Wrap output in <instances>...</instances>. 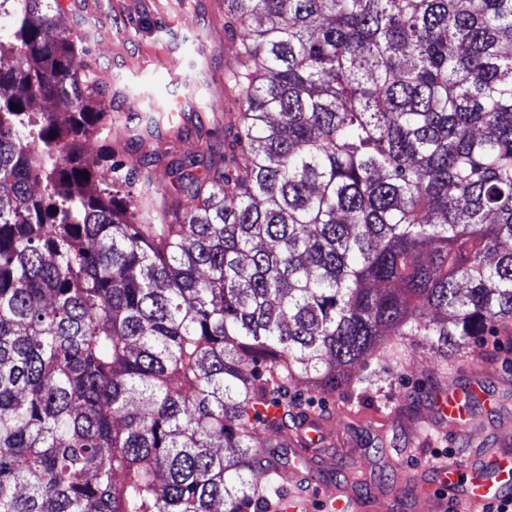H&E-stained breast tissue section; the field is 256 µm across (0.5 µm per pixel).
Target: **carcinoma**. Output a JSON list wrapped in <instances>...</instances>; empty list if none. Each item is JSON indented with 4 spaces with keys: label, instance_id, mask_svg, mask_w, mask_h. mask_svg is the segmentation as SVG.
<instances>
[{
    "label": "carcinoma",
    "instance_id": "obj_1",
    "mask_svg": "<svg viewBox=\"0 0 512 512\" xmlns=\"http://www.w3.org/2000/svg\"><path fill=\"white\" fill-rule=\"evenodd\" d=\"M224 15L227 150L168 187L180 115L112 128L58 0H0V512H269L282 388L512 322V0Z\"/></svg>",
    "mask_w": 512,
    "mask_h": 512
}]
</instances>
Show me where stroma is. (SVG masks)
<instances>
[{
    "label": "stroma",
    "mask_w": 512,
    "mask_h": 512,
    "mask_svg": "<svg viewBox=\"0 0 512 512\" xmlns=\"http://www.w3.org/2000/svg\"><path fill=\"white\" fill-rule=\"evenodd\" d=\"M66 23L90 31L94 71L102 89L100 109L124 113L130 96L151 104L159 95L191 94L211 148L224 150L226 112L238 111L228 99L225 72L231 35L224 25V0H70ZM500 348L484 346V360L443 359L423 342H404L400 361L376 359L356 366L370 380L366 392L335 396L295 385L288 400L295 419L317 415L332 421L341 446L325 449L322 480L332 474L365 470L372 492L406 493L410 469L449 463L475 448H497L512 433V324L499 326ZM477 379L487 385L499 407L474 405L468 438L435 428L432 411L438 395Z\"/></svg>",
    "instance_id": "35a3bbf8"
}]
</instances>
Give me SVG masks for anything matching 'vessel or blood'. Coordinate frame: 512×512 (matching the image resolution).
I'll use <instances>...</instances> for the list:
<instances>
[{
    "mask_svg": "<svg viewBox=\"0 0 512 512\" xmlns=\"http://www.w3.org/2000/svg\"><path fill=\"white\" fill-rule=\"evenodd\" d=\"M474 390L455 391L438 398L437 413L447 420L458 435H466L461 420L466 403L476 400ZM334 442L329 431L306 436L298 434L290 440L293 464L288 465V483L291 490L281 498L277 512H367L369 504L357 495L358 486L367 483L366 473L353 471L343 485H314L312 476L321 465L320 441ZM410 497L396 496L388 503L389 512H407L410 498L426 505L428 512H484L487 505L512 498V452L491 454L489 449L477 448L466 459L454 465L438 464L419 471L410 482Z\"/></svg>",
    "mask_w": 512,
    "mask_h": 512,
    "instance_id": "obj_1",
    "label": "vessel or blood"
}]
</instances>
